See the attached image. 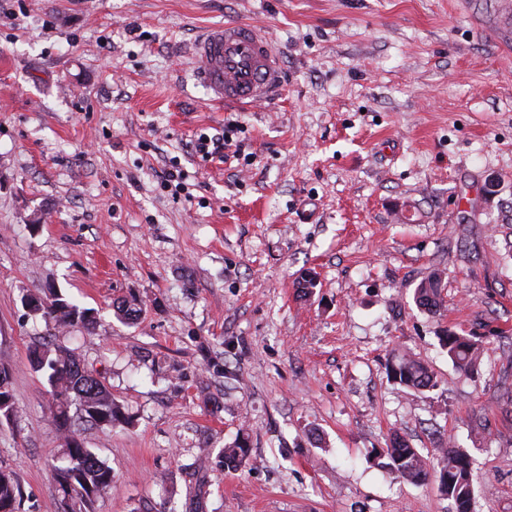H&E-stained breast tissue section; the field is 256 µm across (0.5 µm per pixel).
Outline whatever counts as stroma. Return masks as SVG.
Here are the masks:
<instances>
[{
    "instance_id": "obj_1",
    "label": "stroma",
    "mask_w": 512,
    "mask_h": 512,
    "mask_svg": "<svg viewBox=\"0 0 512 512\" xmlns=\"http://www.w3.org/2000/svg\"><path fill=\"white\" fill-rule=\"evenodd\" d=\"M499 0H0V465L16 512H61L47 385L72 350L131 424L81 426L112 468L94 512H454L391 475L392 435L472 461L471 512H512V29ZM259 28L271 104L212 101L191 48ZM242 159L205 158L227 122ZM182 169L178 192L163 173ZM42 216L39 230L30 221ZM442 271L443 307L413 292ZM317 286L299 295L296 281ZM96 311L57 329L23 297ZM137 298L139 318L115 315ZM480 336L473 376L439 338ZM406 351L438 386L408 395ZM247 433L251 461L220 452ZM388 374L406 394H423L438 384L435 373L406 352L393 355L388 363ZM20 494L21 488L16 474L6 466H0V512H15Z\"/></svg>"
}]
</instances>
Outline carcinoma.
<instances>
[{
	"mask_svg": "<svg viewBox=\"0 0 512 512\" xmlns=\"http://www.w3.org/2000/svg\"><path fill=\"white\" fill-rule=\"evenodd\" d=\"M442 273L434 271L415 288L418 306L432 313L442 307ZM35 311L51 319L60 328H95L91 310L69 302L55 288L42 294ZM456 371L469 374L480 363L482 344L479 337L461 334L453 329L439 337ZM33 369L43 374L49 386V413L61 440L62 464L54 468V481L61 498L63 512H93L94 498L112 487V468L77 438L75 427L91 424L110 428L116 421L127 420L125 412L112 399L110 389L81 367L73 353L61 345H46L31 355ZM389 378L406 394H422L434 389L435 373L406 352L393 355L388 363ZM387 466L398 479L419 484L430 474L438 477L440 491L451 499L456 512H470L473 499V475L467 454L460 448H441L436 456H427L394 436L382 449ZM251 454L248 436L240 434L224 449V467L235 470ZM21 494L16 474L0 466V512H15Z\"/></svg>",
	"mask_w": 512,
	"mask_h": 512,
	"instance_id": "carcinoma-1",
	"label": "carcinoma"
}]
</instances>
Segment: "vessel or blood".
<instances>
[{"mask_svg": "<svg viewBox=\"0 0 512 512\" xmlns=\"http://www.w3.org/2000/svg\"><path fill=\"white\" fill-rule=\"evenodd\" d=\"M197 79L215 101L256 105L282 88L279 56L253 26L230 22L207 29L193 45Z\"/></svg>", "mask_w": 512, "mask_h": 512, "instance_id": "1", "label": "vessel or blood"}]
</instances>
